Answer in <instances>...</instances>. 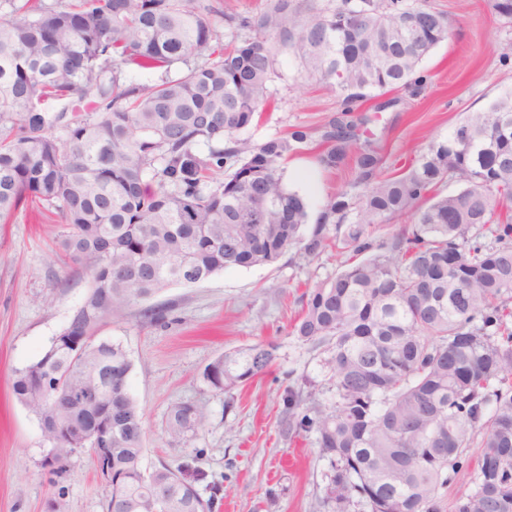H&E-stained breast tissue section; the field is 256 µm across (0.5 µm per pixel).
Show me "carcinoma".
<instances>
[{"label":"carcinoma","instance_id":"obj_1","mask_svg":"<svg viewBox=\"0 0 512 512\" xmlns=\"http://www.w3.org/2000/svg\"><path fill=\"white\" fill-rule=\"evenodd\" d=\"M0 17V221L30 202L61 221L66 260L89 287L67 328L15 372V399L64 447L94 444L65 431L92 420L112 432L105 512H216L222 487L185 461L144 468V413L129 392L122 346L96 337L110 319L174 284L231 268L346 257L344 269L303 294L292 335L324 354L333 401L317 385L285 389L288 437L314 433L328 462L312 512H446L443 491L470 488L454 512H512V90L431 142L409 170L379 173L358 146L351 103L410 85L451 36L431 0H338L331 13L267 0L226 14L216 0H7ZM512 24V0H489ZM232 30L224 44L220 25ZM301 58L343 95L321 135L320 164L355 158L356 180L308 224L304 198L281 165L307 146L306 128L259 144L239 137L269 101L276 52ZM158 73L151 84L107 65ZM185 70L174 74L173 66ZM459 182L456 194L433 188ZM410 223L379 240L378 228ZM171 308L143 309L152 324ZM274 359L263 344L226 352L203 378L230 392ZM81 388L93 404L73 401ZM174 402L165 431L187 440L204 425ZM482 434L477 467L467 453Z\"/></svg>","mask_w":512,"mask_h":512}]
</instances>
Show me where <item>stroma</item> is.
<instances>
[{
    "instance_id": "stroma-1",
    "label": "stroma",
    "mask_w": 512,
    "mask_h": 512,
    "mask_svg": "<svg viewBox=\"0 0 512 512\" xmlns=\"http://www.w3.org/2000/svg\"><path fill=\"white\" fill-rule=\"evenodd\" d=\"M453 25L448 42L421 64L416 83L356 103L371 121L361 143L382 158L383 174L407 170L431 141L446 139L463 116L512 89V25L493 21L488 0H431ZM272 101L244 138L260 143L297 126L319 134L341 111V95L308 76L288 50L276 56ZM357 176L354 160L330 171L316 150L282 167L288 189L302 195L310 217ZM59 227L23 205L0 224V512H44L48 500L63 512H102L108 488L91 456L71 454L65 472L44 465L48 449L37 418L11 394L15 371L35 361L82 304L89 285L83 268L61 267ZM341 261L325 253L308 261L288 252L270 265L233 268L193 285H174L159 296L172 304V324L144 322L140 307L101 326L100 337L120 344L131 364L129 392L145 416L144 464L178 466L195 457L224 500L219 512H309L328 469L314 436L282 432V395L288 384L322 380V356L291 334L300 295L335 275ZM270 343L268 370L243 388L213 392L203 378L225 352ZM194 404L206 418L187 443L164 432L169 406Z\"/></svg>"
}]
</instances>
